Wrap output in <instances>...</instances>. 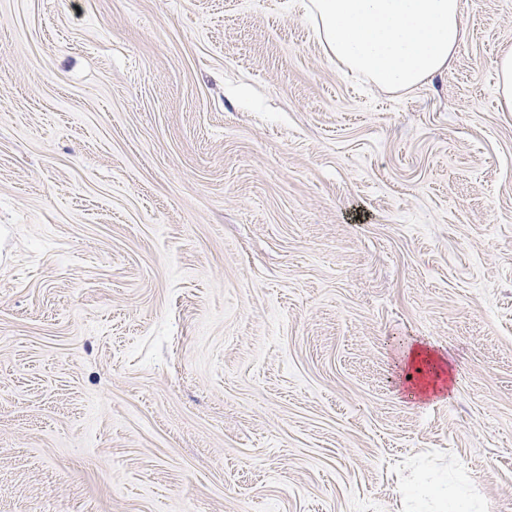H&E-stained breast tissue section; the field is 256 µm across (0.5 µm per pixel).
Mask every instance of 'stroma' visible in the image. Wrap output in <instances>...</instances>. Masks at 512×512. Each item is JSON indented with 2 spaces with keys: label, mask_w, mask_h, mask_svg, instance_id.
<instances>
[{
  "label": "stroma",
  "mask_w": 512,
  "mask_h": 512,
  "mask_svg": "<svg viewBox=\"0 0 512 512\" xmlns=\"http://www.w3.org/2000/svg\"><path fill=\"white\" fill-rule=\"evenodd\" d=\"M298 2L0 0V512H512V0L409 91ZM496 90L505 112H512V51L500 55L495 62ZM431 346L433 345H428L426 347L419 345L414 346L413 348H410L409 346L403 354V365L409 362L410 364L424 363L431 366L430 371L432 375H429V378H421L416 383H413L410 397H414V394L426 395L430 392V390L434 394L437 391L441 392L444 389H447V382L449 384V381L452 380L451 371H447L444 366L446 361L442 358L441 355L431 350ZM401 512H483L485 505L458 474L418 466L401 490Z\"/></svg>",
  "instance_id": "obj_1"
}]
</instances>
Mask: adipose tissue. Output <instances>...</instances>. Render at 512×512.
Instances as JSON below:
<instances>
[{"label": "adipose tissue", "mask_w": 512, "mask_h": 512, "mask_svg": "<svg viewBox=\"0 0 512 512\" xmlns=\"http://www.w3.org/2000/svg\"><path fill=\"white\" fill-rule=\"evenodd\" d=\"M328 53L348 70L394 91H405L447 71L463 36L461 0H305ZM406 362L430 365L413 394L444 390L452 378L430 347L406 349ZM400 512H484L459 475L419 466L402 490Z\"/></svg>", "instance_id": "obj_1"}]
</instances>
